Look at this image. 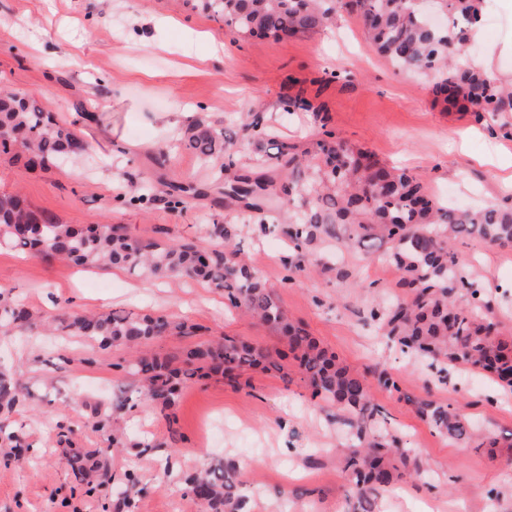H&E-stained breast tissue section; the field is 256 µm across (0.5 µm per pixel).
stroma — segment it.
Instances as JSON below:
<instances>
[{
	"label": "stroma",
	"instance_id": "35a3bbf8",
	"mask_svg": "<svg viewBox=\"0 0 512 512\" xmlns=\"http://www.w3.org/2000/svg\"><path fill=\"white\" fill-rule=\"evenodd\" d=\"M472 58L512 82V0H487ZM0 85L40 95L87 143L79 159L48 170L1 155L0 192H21L34 211L64 224H120L145 240L202 239L208 225H236L244 263L293 321L365 378L391 415V434L424 470L381 492L378 512H512V448L493 460L451 442L406 401L413 395L449 404L500 434L512 432V391L453 367L439 378L378 336L371 308L405 294L380 253L345 239L318 240L312 261L292 271L287 235L263 234L253 212L214 191L178 210L166 196L172 184L209 177L180 145L189 125H224L259 112L277 142L302 150L328 130L419 175L440 202L454 196L471 207H509L512 126L476 121L434 99L427 78L395 69L345 11L328 28L276 41L229 32L184 0H0ZM301 88L312 110L285 113L282 100ZM77 102L88 106L84 118L75 114ZM150 180L158 193L136 203ZM455 251L496 320L512 328V249L461 240ZM0 287L38 320L62 310L124 311L198 325L194 335L145 344L161 359L179 360L186 348L223 335L272 352L285 345L275 329L229 308L222 291L185 278L86 271L2 246ZM130 358L123 348L96 351L80 336L0 332V371L26 400L8 419L21 455L0 450V512H113L131 472L142 489L139 512H201L174 475L226 460L242 467L252 512H347L346 429L292 365L248 370L235 384L219 374L188 382L171 427L153 406L125 407L140 390L123 369ZM382 369L397 389L379 383ZM99 408L111 412L114 433L93 427ZM70 447L106 449L110 486L76 477ZM279 488L292 498L279 499Z\"/></svg>",
	"mask_w": 512,
	"mask_h": 512
}]
</instances>
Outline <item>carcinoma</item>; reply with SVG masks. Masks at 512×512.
<instances>
[{
	"instance_id": "cac0c4a2",
	"label": "carcinoma",
	"mask_w": 512,
	"mask_h": 512,
	"mask_svg": "<svg viewBox=\"0 0 512 512\" xmlns=\"http://www.w3.org/2000/svg\"><path fill=\"white\" fill-rule=\"evenodd\" d=\"M485 0H438L448 23L426 22V0H186L191 9L224 22L236 32L281 41L314 32L331 22L336 11L356 14L378 52L405 72L431 75L433 95L475 118L512 112V88L505 87L470 58ZM255 151L270 144L263 117L255 112L242 123ZM183 145L213 175V188L224 197L260 213L259 223L273 232L266 216L287 204L286 234L297 268L309 259L307 247L336 237V225L349 229L348 239H377L400 273L407 297L370 311L383 336L404 354L430 362L438 372L465 366L512 388V339L484 312L480 289L463 272L452 243L458 239L512 248V208L489 205L459 209L440 205L413 174L382 165L369 151L355 149L326 132L301 151L283 144L275 159L284 181L264 174L228 175L234 166L237 134L233 125L189 127ZM86 144L74 124L61 123L46 104L30 93L0 91V152H13L27 167L58 166L81 156ZM203 195L193 184L173 185L169 203L175 209ZM217 242L174 240L160 243L129 236L118 225L77 228L37 215L19 193H0V244L33 250L88 269L124 268L149 279L173 276L202 281L224 292L232 307L250 314L288 339L289 353L312 390V397L336 406V418L347 428L350 445V512H375L381 490L399 478L420 475L417 460L398 448L386 427L387 414L376 404L364 378L336 361V356L289 321L265 282L231 248L235 225L213 224ZM32 314L10 290L0 291V329L32 327ZM62 335L78 334L105 350L132 348L171 334L193 335L197 327L167 316H134L113 312L87 316L64 312L54 319ZM287 353V354H289ZM287 354H272L236 336H223L182 354L180 365L140 357L126 365L144 381L142 394L168 424L176 421L179 385L205 376L204 369L232 379L248 369L283 370ZM419 416L442 437L469 444L475 430L447 404L408 399ZM22 403L16 383L0 374V410ZM186 495L202 512H249L241 493L240 470L231 464L180 475ZM141 493L130 474L114 512H136Z\"/></svg>"
}]
</instances>
